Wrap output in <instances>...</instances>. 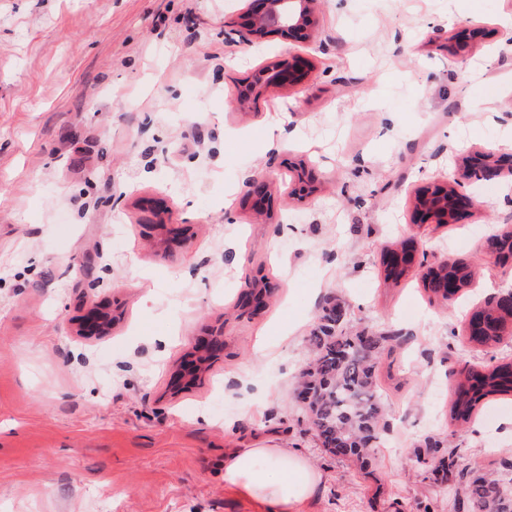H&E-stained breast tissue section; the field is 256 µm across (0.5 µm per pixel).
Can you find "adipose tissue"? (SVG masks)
<instances>
[{
	"instance_id": "adipose-tissue-1",
	"label": "adipose tissue",
	"mask_w": 512,
	"mask_h": 512,
	"mask_svg": "<svg viewBox=\"0 0 512 512\" xmlns=\"http://www.w3.org/2000/svg\"><path fill=\"white\" fill-rule=\"evenodd\" d=\"M319 480L306 458L290 448H231L224 454L225 485L262 512H300Z\"/></svg>"
}]
</instances>
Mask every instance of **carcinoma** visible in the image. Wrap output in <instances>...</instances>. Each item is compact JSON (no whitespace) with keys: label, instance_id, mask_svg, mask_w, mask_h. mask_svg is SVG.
I'll use <instances>...</instances> for the list:
<instances>
[{"label":"carcinoma","instance_id":"cac0c4a2","mask_svg":"<svg viewBox=\"0 0 512 512\" xmlns=\"http://www.w3.org/2000/svg\"><path fill=\"white\" fill-rule=\"evenodd\" d=\"M448 277L445 269H430L422 276L427 292L442 295L440 282ZM494 309H482L474 317L490 321L486 331L472 337L479 345L501 341L504 334L512 335V317L493 316ZM344 314L335 304L322 316L313 331L314 357L301 373L300 393L306 394L305 411L321 446L329 452L351 458L366 468L377 447L381 433L387 428L384 405L379 392L378 366L387 344L393 337L385 334L359 333L349 335L343 328ZM507 365L485 370L465 368L458 374L449 417L466 421L479 403L494 395L512 392V374ZM430 457L418 462L430 467L434 476L444 480L452 458L441 453L443 444L436 439L425 440ZM464 497L472 512H482L491 505L495 512H512V487L496 479L480 476L466 483Z\"/></svg>","mask_w":512,"mask_h":512}]
</instances>
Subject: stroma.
Masks as SVG:
<instances>
[{
  "mask_svg": "<svg viewBox=\"0 0 512 512\" xmlns=\"http://www.w3.org/2000/svg\"><path fill=\"white\" fill-rule=\"evenodd\" d=\"M259 5L0 0V512H258L224 484V451L242 447L308 459L320 481L302 512H455L464 482L512 479V396L448 418L458 371L512 362V335L467 334L512 290V268L482 250L512 229V175L474 185L481 207L453 223L414 219L418 189L506 150L512 0H315L318 42L238 43ZM471 27L488 39L449 57ZM294 55L304 82L237 106L240 82ZM281 116L288 141L261 150L253 135ZM269 165L259 213L244 182ZM303 168L319 182L300 200ZM399 243L415 264L386 288ZM437 259L480 268L454 302L422 286ZM248 277L272 285L266 306L241 308ZM336 303L349 331L395 336L371 480L321 447L294 394ZM101 304L109 333L80 335ZM218 328L220 354L173 390ZM429 437L454 454L447 483L416 461Z\"/></svg>",
  "mask_w": 512,
  "mask_h": 512,
  "instance_id": "1",
  "label": "stroma"
}]
</instances>
